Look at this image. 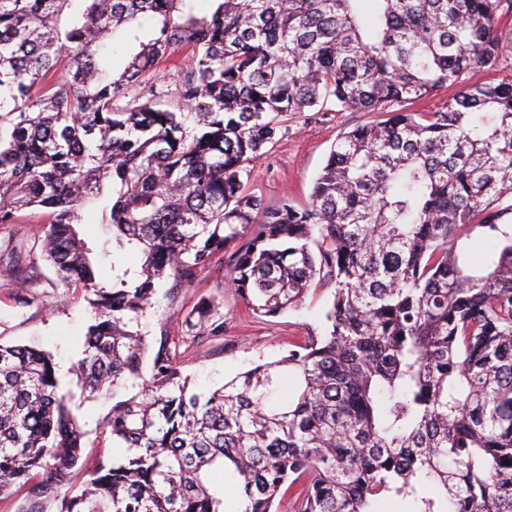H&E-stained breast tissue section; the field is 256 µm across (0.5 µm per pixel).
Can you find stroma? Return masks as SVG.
Wrapping results in <instances>:
<instances>
[{
	"instance_id": "obj_1",
	"label": "stroma",
	"mask_w": 512,
	"mask_h": 512,
	"mask_svg": "<svg viewBox=\"0 0 512 512\" xmlns=\"http://www.w3.org/2000/svg\"><path fill=\"white\" fill-rule=\"evenodd\" d=\"M368 119L364 112H328L299 119L258 161L249 191L269 206L285 200L305 205L339 133ZM44 222L41 211L30 208L18 212L15 223L0 224L1 255L15 245L25 246L30 252L29 278L24 287H16L5 263H0V343L35 347L52 354L60 390L72 397L87 451L107 452L111 446L99 438L97 423L111 404L84 398L74 374L94 312L83 292L61 285L41 259L38 237ZM204 300L223 315L227 331L224 338L196 345L187 342L188 329L183 320ZM326 301V296L317 294L279 316L258 317L243 302L233 299L221 270L215 268L189 287L171 281L162 283L152 306L141 316L138 329L153 348L158 347L161 336L182 337L180 369L197 387L208 389L221 386L254 363L279 359L292 343L304 337L323 335Z\"/></svg>"
}]
</instances>
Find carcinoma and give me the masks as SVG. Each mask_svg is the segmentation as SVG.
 Returning a JSON list of instances; mask_svg holds the SVG:
<instances>
[{
  "mask_svg": "<svg viewBox=\"0 0 512 512\" xmlns=\"http://www.w3.org/2000/svg\"><path fill=\"white\" fill-rule=\"evenodd\" d=\"M192 2L0 0V223L45 211L41 257L95 314L82 392L113 399L112 455L89 462L51 354L0 344V497L230 512L212 484L228 471L244 512L287 494L294 512H512V74L465 83L498 66L503 0H369V24L363 0H215L202 17ZM145 16L152 37L112 78L115 30ZM182 52L173 111L145 76ZM307 112L384 119L338 135L307 205L268 207L251 174ZM91 202L112 231L107 282L77 229ZM474 234L494 244L480 267ZM219 255L258 316L330 292L325 334L206 392L166 335L144 378L134 324L158 284L190 286ZM185 322L197 341L226 332L209 304Z\"/></svg>",
  "mask_w": 512,
  "mask_h": 512,
  "instance_id": "obj_1",
  "label": "carcinoma"
}]
</instances>
